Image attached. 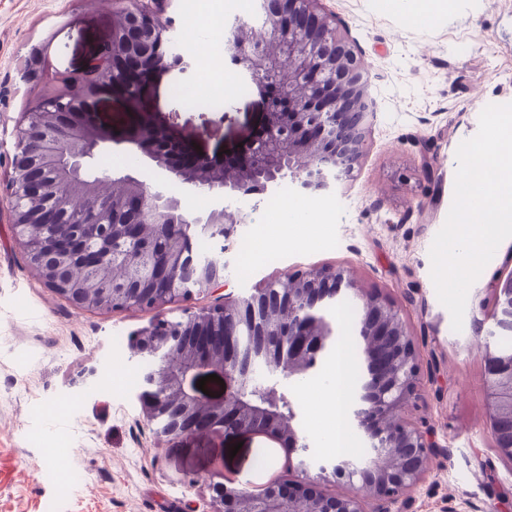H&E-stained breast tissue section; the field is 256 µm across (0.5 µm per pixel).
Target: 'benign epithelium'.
<instances>
[{"mask_svg": "<svg viewBox=\"0 0 512 512\" xmlns=\"http://www.w3.org/2000/svg\"><path fill=\"white\" fill-rule=\"evenodd\" d=\"M161 0H116L112 33L99 65L84 74L59 76L65 89L35 101L15 125L0 206L6 208L15 238L29 268L42 284L82 310L151 311L175 300H188L223 288L220 278L183 261L187 229L215 224L228 231L245 222L239 209L216 207L209 216L186 213L182 198L163 194L177 184L187 193L217 197L242 193L255 182L264 190L289 179L307 192L345 186L354 180L364 154L378 103L371 92L368 66L338 23L320 7L321 0H261L262 24L245 34L237 26L225 42L236 74L251 81L266 102L265 122L246 156L205 158L191 144L175 142L158 131L141 133L142 124L115 125L96 111L93 93L110 90L128 99L140 95L146 78L171 65L192 62L166 59L161 42L172 18ZM274 40L279 52L267 55L256 46ZM121 147L139 154L161 171L149 184L131 173L116 174L96 165L105 149ZM288 158L296 164L284 167ZM39 161L44 181L32 172ZM116 184L121 195L112 193ZM81 225L77 237H45L37 227L60 223V214L40 204L46 193ZM124 214V223L112 215ZM156 225L170 241L157 260V277L140 288H114L110 282L82 278L81 268L109 261L110 245L88 252L89 239L113 233L140 241L143 227ZM357 296L358 336L367 375L352 400L349 414L368 443L362 459L342 458L314 472L306 464L305 443L293 424L294 413L280 409L283 381L312 369L333 338L329 320L307 314L341 293ZM500 326L512 330V276L496 284ZM280 318H270V311ZM132 354L151 361L137 395L147 423L155 427L158 445L202 428L229 432L262 431L281 441L288 476L257 492L228 486L210 487L209 512H240L243 499L252 512H374L377 502L396 503L419 483L429 459L438 453L427 431L412 417L417 407L421 367L410 328L401 309L383 295L362 288L342 267L313 268L233 300L224 298L180 320H159L133 338ZM486 395L490 432L500 454L512 461V355L487 347ZM264 364L271 374L263 399L253 396V375ZM215 374L235 389L218 404L196 387ZM343 483L330 493L326 482Z\"/></svg>", "mask_w": 512, "mask_h": 512, "instance_id": "obj_1", "label": "benign epithelium"}]
</instances>
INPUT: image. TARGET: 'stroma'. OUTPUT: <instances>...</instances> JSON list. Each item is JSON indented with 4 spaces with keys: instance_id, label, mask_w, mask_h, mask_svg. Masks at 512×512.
<instances>
[{
    "instance_id": "stroma-1",
    "label": "stroma",
    "mask_w": 512,
    "mask_h": 512,
    "mask_svg": "<svg viewBox=\"0 0 512 512\" xmlns=\"http://www.w3.org/2000/svg\"><path fill=\"white\" fill-rule=\"evenodd\" d=\"M256 0H170L178 53L224 59L208 24L254 16ZM370 68L380 112L350 187L302 193L274 186L282 205L305 203L306 216L266 210L265 196H187L201 215L217 203L242 209L223 254L225 296L308 268L341 266L366 290L400 306L419 352L422 398L415 420L442 453L418 485L404 492V512H512V461L489 428L480 348L494 330L495 286L512 274V238L504 240L471 286L461 331L431 279L430 248L454 198L456 151L478 131L490 104L512 103V0H447L435 22L421 25L390 0H322ZM109 0H0V154L11 153L15 124L32 103L62 90L58 76L90 68L112 29ZM41 48L44 77L21 73ZM205 71L171 67L153 73L141 102L111 91L98 110L119 116L145 110L151 126L192 143L204 156L238 152L264 119L258 90L223 91L221 107L187 106L183 94L207 84ZM430 164L427 191L418 187ZM265 256L247 261L256 239ZM212 296L151 312L86 311L44 287L28 268L8 220H0V512H207L212 483L259 489L284 474L280 442L262 433L204 428L158 446L136 398L145 364L130 351L133 335L157 319L178 320ZM336 359L328 347L318 368L285 390L309 455L325 459L311 425L307 389Z\"/></svg>"
}]
</instances>
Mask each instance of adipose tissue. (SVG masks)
I'll return each instance as SVG.
<instances>
[{
	"instance_id": "adipose-tissue-1",
	"label": "adipose tissue",
	"mask_w": 512,
	"mask_h": 512,
	"mask_svg": "<svg viewBox=\"0 0 512 512\" xmlns=\"http://www.w3.org/2000/svg\"><path fill=\"white\" fill-rule=\"evenodd\" d=\"M351 364L344 352H337L328 372L329 384L322 393L311 394L315 405L313 423L327 439L330 452L345 454L352 449L345 418L350 394Z\"/></svg>"
}]
</instances>
